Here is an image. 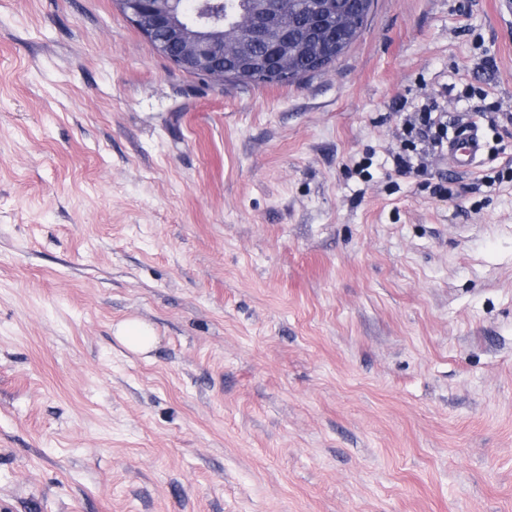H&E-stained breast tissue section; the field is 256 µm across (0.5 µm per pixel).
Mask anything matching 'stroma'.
Returning a JSON list of instances; mask_svg holds the SVG:
<instances>
[{"label":"stroma","instance_id":"stroma-1","mask_svg":"<svg viewBox=\"0 0 512 512\" xmlns=\"http://www.w3.org/2000/svg\"><path fill=\"white\" fill-rule=\"evenodd\" d=\"M434 100L512 111L505 0H374L246 87L0 0V512H512V125L395 175ZM152 329L138 320H127L118 326L117 338L128 349L144 352L152 341Z\"/></svg>","mask_w":512,"mask_h":512}]
</instances>
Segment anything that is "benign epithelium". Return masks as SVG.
<instances>
[{
    "mask_svg": "<svg viewBox=\"0 0 512 512\" xmlns=\"http://www.w3.org/2000/svg\"><path fill=\"white\" fill-rule=\"evenodd\" d=\"M176 0H116L126 19L177 68L188 73L222 82L236 77L224 71V57L239 53L237 42L224 37V22L235 20L231 11L215 14L198 2L193 11L177 10ZM354 16L338 17L326 0H313L308 9L307 25L299 38L304 43L322 42L331 30L352 28ZM254 45L267 49L262 67L280 78L288 77V26L279 15H269L251 28Z\"/></svg>",
    "mask_w": 512,
    "mask_h": 512,
    "instance_id": "1",
    "label": "benign epithelium"
}]
</instances>
